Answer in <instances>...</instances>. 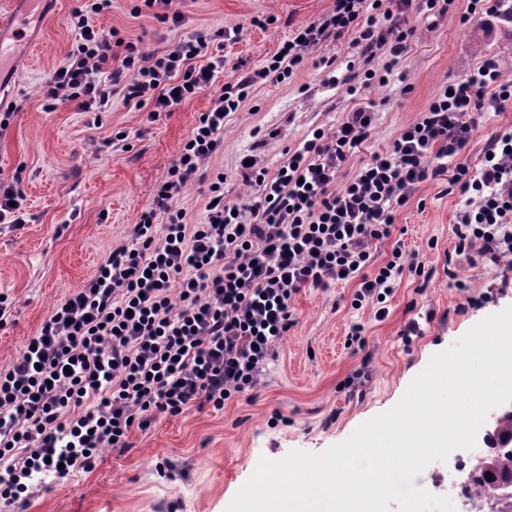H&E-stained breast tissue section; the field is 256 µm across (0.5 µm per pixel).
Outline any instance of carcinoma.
Masks as SVG:
<instances>
[{
    "label": "carcinoma",
    "mask_w": 512,
    "mask_h": 512,
    "mask_svg": "<svg viewBox=\"0 0 512 512\" xmlns=\"http://www.w3.org/2000/svg\"><path fill=\"white\" fill-rule=\"evenodd\" d=\"M469 483L480 494L497 499V512H512V496L503 493L512 487V420L498 424L492 453L472 470Z\"/></svg>",
    "instance_id": "1"
}]
</instances>
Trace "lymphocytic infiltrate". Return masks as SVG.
I'll list each match as a JSON object with an SVG mask.
<instances>
[{
    "instance_id": "obj_1",
    "label": "lymphocytic infiltrate",
    "mask_w": 512,
    "mask_h": 512,
    "mask_svg": "<svg viewBox=\"0 0 512 512\" xmlns=\"http://www.w3.org/2000/svg\"><path fill=\"white\" fill-rule=\"evenodd\" d=\"M111 6L92 0L74 13L80 41L45 83V98L104 112L119 93L124 104L158 113L208 90L210 107L130 241L105 255L15 363L0 369V500L9 505H26L48 477L92 471L102 449L127 447L132 430L149 428L156 415L178 416L199 403L220 411L254 389L293 324L302 289L357 281L352 308L372 305L384 319L404 272L419 275L424 266L398 245L375 263L372 246L391 238L396 208L424 181L448 176L449 187L468 196L456 214L457 255L512 257V132L490 140L478 173L458 161L476 113L512 99V83L491 60L433 96L344 185L338 172L372 135L369 104L300 142L274 176L242 167L252 189L244 202L225 201L219 175L203 223H189L175 205L223 149L224 122L255 85L290 78L308 50L348 32L366 50L387 49L397 65L408 52L415 0H334L319 21L289 36L279 56L219 88L227 32L193 35L156 55L90 25L89 15Z\"/></svg>"
}]
</instances>
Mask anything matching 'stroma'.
<instances>
[{"mask_svg": "<svg viewBox=\"0 0 512 512\" xmlns=\"http://www.w3.org/2000/svg\"><path fill=\"white\" fill-rule=\"evenodd\" d=\"M83 5L45 0L27 31L39 46L31 57L15 46L5 80L14 106L0 132V176L16 177L29 218L19 228L0 224V296L10 303L0 321V369L13 365L56 304L75 294L113 247L129 241L152 207L154 187L210 107L206 91L153 121L118 96L109 111L96 114L48 103L42 87L78 43L70 17ZM467 5L454 0L445 17L431 11L414 17L410 48L386 83H365L362 50L346 34L313 48L290 79L257 87L227 119L224 150L207 166L208 173L223 172L225 201L251 192L238 167L242 156L276 173L287 149L312 130H334L356 104L374 102L377 121L371 140L338 174L340 185L371 153L388 148L430 98L483 60H496L503 79L512 82V21ZM332 6V0H181L185 23L172 29L142 0H112L108 13L89 22L160 53L193 34L234 32L224 44V70L216 78L221 86L259 66L295 29ZM510 128L512 99L483 112L461 162L479 170L489 139ZM120 131L127 132L126 142L114 141ZM465 201L441 178L423 182L397 208L391 239L373 252L381 261L401 243L419 252L425 273L403 278L384 320H376L372 308L351 307L355 282L303 290L292 303L295 324L253 390L220 411L206 405L177 417L158 415L148 429L131 432L128 448L104 451L92 471L38 488L24 512H226L260 458L323 452L392 409L434 355L512 307L511 266L471 263L455 252L456 213ZM460 279L465 288H457ZM472 297L478 300L473 307L467 304ZM412 320L419 329L405 335ZM356 324L362 332L354 341ZM358 369L364 377L346 387ZM276 414L282 422L274 426ZM162 465L171 477L159 476Z\"/></svg>", "mask_w": 512, "mask_h": 512, "instance_id": "stroma-1", "label": "stroma"}]
</instances>
